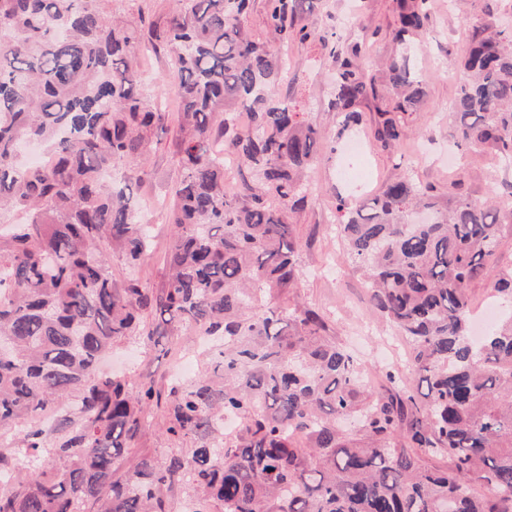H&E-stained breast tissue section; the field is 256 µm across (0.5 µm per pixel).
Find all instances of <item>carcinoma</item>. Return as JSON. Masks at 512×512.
I'll use <instances>...</instances> for the list:
<instances>
[{
  "instance_id": "carcinoma-1",
  "label": "carcinoma",
  "mask_w": 512,
  "mask_h": 512,
  "mask_svg": "<svg viewBox=\"0 0 512 512\" xmlns=\"http://www.w3.org/2000/svg\"><path fill=\"white\" fill-rule=\"evenodd\" d=\"M154 34L173 52L180 178L168 279L153 294L112 281L107 251L134 266L148 250L128 181L143 168L165 113L143 93L136 30L112 0H0V427L53 415L55 438L24 427L0 448V512H172L176 493L201 512H512V317L469 336L472 283L488 278L499 211L460 195L444 201L403 174L370 202L339 196L337 220L370 303L412 347L406 371L368 389L356 362L304 307L257 310L263 292L301 274L289 213L304 207L318 131L273 93L281 52L315 34L313 0H267L278 49L243 19L252 0H173ZM402 45L364 68L361 45L334 47L331 110L340 132L377 109L381 148L405 134L425 96L406 37L429 28L431 0H397ZM489 6L468 51L451 60L459 90L457 146L512 161V22ZM246 111L250 123L235 124ZM252 174L224 192L215 137ZM155 313L147 338L192 325L216 345L213 375L173 385L165 431L191 441L121 470L162 393L149 380L98 373L112 346ZM242 418L235 440L225 415ZM480 486L481 494L474 492Z\"/></svg>"
}]
</instances>
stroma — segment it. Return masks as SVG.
<instances>
[{"mask_svg": "<svg viewBox=\"0 0 512 512\" xmlns=\"http://www.w3.org/2000/svg\"><path fill=\"white\" fill-rule=\"evenodd\" d=\"M486 0H433V20L415 39L413 65L426 80V103L405 117L406 134L394 151H386L374 141L369 125L374 106L363 109L365 125L358 135L366 145L363 156L352 167H345L342 153L330 152L339 123L330 112L334 67L329 49L311 39L288 51L287 70L275 88L287 97L296 111L321 133L317 155L306 172L308 202L291 213L293 235L299 244L302 275L296 288L285 294L265 297L268 307L298 303L317 310L325 322V334L349 351L358 361L366 385H375L385 368L401 365L408 350L400 334L370 306L368 282L363 272L354 270L347 257L345 241L336 224L337 196L353 195L359 174L372 172L374 186L363 190L370 197L409 171L422 184L433 186L440 197H447L452 182L462 184V192L473 201L495 199L501 208L500 244L494 257L493 278L512 276V164L495 152H467L457 172H449L446 163L448 143L454 125L448 109L457 95V84L448 75L449 57H462L468 49L470 27L484 18ZM315 17L327 31L333 32L337 45L360 42L372 75H379L382 60L398 49L391 32L395 23L394 0H314ZM113 11L132 22L142 38L166 26L172 10L171 0H112ZM355 20L343 25L346 14ZM146 74L144 92L154 104L166 111L162 128L155 131L144 171L132 184L141 205L140 215L151 224L150 248L136 269H129L120 254L110 262L112 279L123 284L129 274H136L151 290L163 288L167 280L166 255L173 228L169 215L173 189L179 177L178 114L175 108L176 76L168 53L141 58ZM401 156L402 167H395L394 156ZM196 357L195 376L204 375L211 364L199 349L195 330L181 328L160 342L145 343L130 336L120 342L107 362V370L134 378L154 380L166 389L174 379L183 356ZM165 409H152L127 456L134 465L141 455L163 457L176 441L162 425Z\"/></svg>", "mask_w": 512, "mask_h": 512, "instance_id": "1", "label": "stroma"}]
</instances>
